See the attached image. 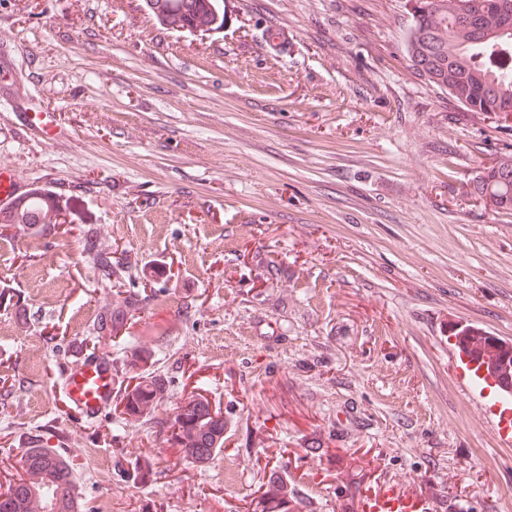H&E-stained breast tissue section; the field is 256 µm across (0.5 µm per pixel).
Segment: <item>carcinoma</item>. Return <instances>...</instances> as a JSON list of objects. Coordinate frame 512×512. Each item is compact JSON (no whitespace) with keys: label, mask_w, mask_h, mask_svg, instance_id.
<instances>
[{"label":"carcinoma","mask_w":512,"mask_h":512,"mask_svg":"<svg viewBox=\"0 0 512 512\" xmlns=\"http://www.w3.org/2000/svg\"><path fill=\"white\" fill-rule=\"evenodd\" d=\"M148 8L165 22L181 29L224 27V0H147ZM408 52L412 65L433 85L469 112L495 119L512 115V0H416L412 12ZM475 194L502 216L512 217V151L474 179ZM45 197L32 193L18 206L19 224L41 223ZM164 398L163 387L152 373L121 394V427H132L152 413ZM171 440L185 456L198 462L211 459L224 444V419L209 403L194 399L174 408ZM24 474L0 492V512H60L58 499L74 512V478L69 463L53 448H28L23 454Z\"/></svg>","instance_id":"carcinoma-1"}]
</instances>
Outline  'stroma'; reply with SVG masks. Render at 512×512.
I'll return each mask as SVG.
<instances>
[{
  "instance_id": "35a3bbf8",
  "label": "stroma",
  "mask_w": 512,
  "mask_h": 512,
  "mask_svg": "<svg viewBox=\"0 0 512 512\" xmlns=\"http://www.w3.org/2000/svg\"><path fill=\"white\" fill-rule=\"evenodd\" d=\"M411 25L405 0H229L205 33L145 0H0V168L67 216L0 219V491L40 446L78 512H357L381 475L512 512V447L446 340L512 341V218L471 193L512 129L413 70ZM41 110L49 141L17 128ZM85 348L155 372L147 422L57 400ZM194 395L224 417L203 463L164 426Z\"/></svg>"
}]
</instances>
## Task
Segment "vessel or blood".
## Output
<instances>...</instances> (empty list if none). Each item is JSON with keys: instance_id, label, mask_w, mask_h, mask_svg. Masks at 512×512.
<instances>
[{"instance_id": "obj_1", "label": "vessel or blood", "mask_w": 512, "mask_h": 512, "mask_svg": "<svg viewBox=\"0 0 512 512\" xmlns=\"http://www.w3.org/2000/svg\"><path fill=\"white\" fill-rule=\"evenodd\" d=\"M20 125L49 136L52 113H25ZM26 194L15 170L0 171V210H10ZM448 343L461 386L482 406L501 444L512 445V342L493 333L450 328ZM62 402L80 418L98 419L115 394L112 357L105 352L81 355L76 367L62 371ZM360 512H431L427 499L408 492L387 478L376 481L361 498Z\"/></svg>"}]
</instances>
